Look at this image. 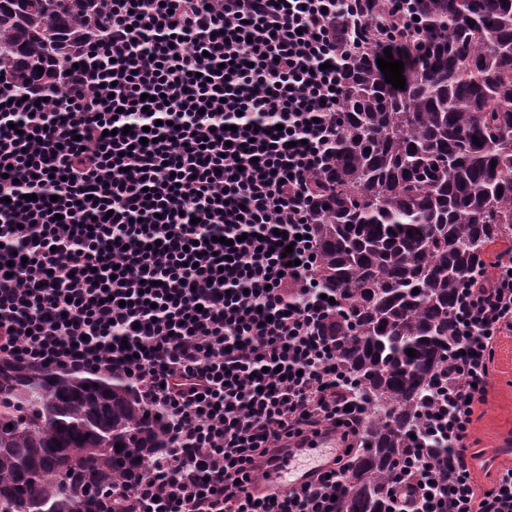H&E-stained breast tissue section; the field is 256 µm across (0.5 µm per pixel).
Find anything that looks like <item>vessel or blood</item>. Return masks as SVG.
<instances>
[{"instance_id": "b4317fda", "label": "vessel or blood", "mask_w": 512, "mask_h": 512, "mask_svg": "<svg viewBox=\"0 0 512 512\" xmlns=\"http://www.w3.org/2000/svg\"><path fill=\"white\" fill-rule=\"evenodd\" d=\"M335 457L336 439L332 436L318 441L313 447L278 449L276 461L264 467L261 481L251 485L249 491L253 496L265 497L298 487L328 470Z\"/></svg>"}]
</instances>
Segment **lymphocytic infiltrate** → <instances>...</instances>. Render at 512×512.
Wrapping results in <instances>:
<instances>
[{
	"label": "lymphocytic infiltrate",
	"instance_id": "1",
	"mask_svg": "<svg viewBox=\"0 0 512 512\" xmlns=\"http://www.w3.org/2000/svg\"><path fill=\"white\" fill-rule=\"evenodd\" d=\"M359 0H107L52 92L0 75V359L119 375L169 427L134 512H337L367 410L325 329L310 177L331 162ZM151 102H143L142 94ZM462 289L458 344L386 490L390 512H512L468 438L512 255ZM335 433L328 475L247 493Z\"/></svg>",
	"mask_w": 512,
	"mask_h": 512
}]
</instances>
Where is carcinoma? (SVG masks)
<instances>
[{
  "label": "carcinoma",
  "mask_w": 512,
  "mask_h": 512,
  "mask_svg": "<svg viewBox=\"0 0 512 512\" xmlns=\"http://www.w3.org/2000/svg\"><path fill=\"white\" fill-rule=\"evenodd\" d=\"M413 2L417 32L395 35L416 58L403 90L377 63L393 20L359 5L374 24L350 62L333 162L312 177L318 275L342 305L336 356L367 403L338 512H389L384 485L423 431L459 289L491 244L512 242V0ZM102 10L0 0V73L21 90L53 86ZM167 447L128 380L0 360V512H130Z\"/></svg>",
  "instance_id": "carcinoma-1"
}]
</instances>
